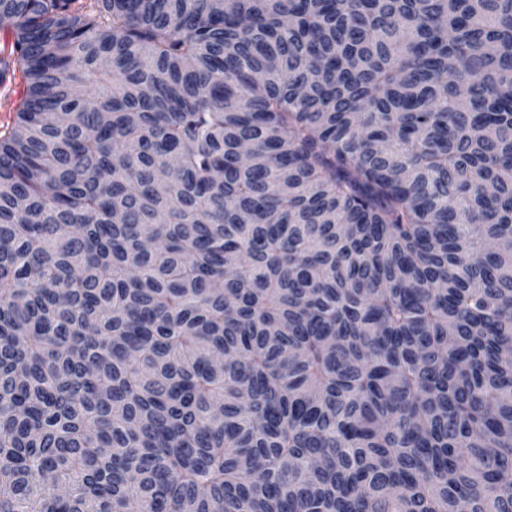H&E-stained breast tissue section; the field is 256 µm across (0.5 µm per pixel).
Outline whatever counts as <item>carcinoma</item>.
<instances>
[{
	"label": "carcinoma",
	"instance_id": "obj_1",
	"mask_svg": "<svg viewBox=\"0 0 512 512\" xmlns=\"http://www.w3.org/2000/svg\"><path fill=\"white\" fill-rule=\"evenodd\" d=\"M0 23V512H512V0Z\"/></svg>",
	"mask_w": 512,
	"mask_h": 512
}]
</instances>
